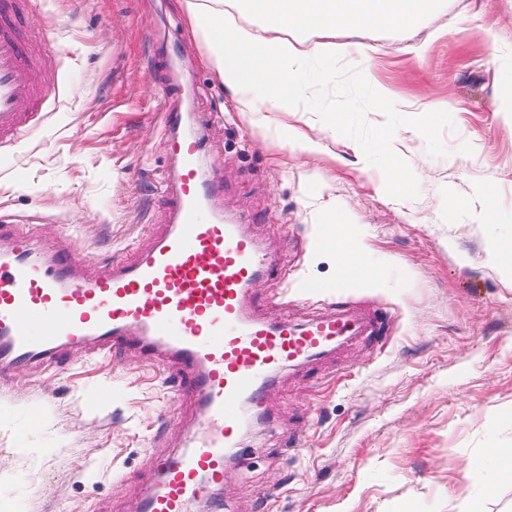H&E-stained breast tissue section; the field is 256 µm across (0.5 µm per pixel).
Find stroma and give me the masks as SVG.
I'll use <instances>...</instances> for the list:
<instances>
[{"instance_id":"obj_1","label":"stroma","mask_w":512,"mask_h":512,"mask_svg":"<svg viewBox=\"0 0 512 512\" xmlns=\"http://www.w3.org/2000/svg\"><path fill=\"white\" fill-rule=\"evenodd\" d=\"M28 26L52 30L60 92L0 157V222L34 225L36 242H65L89 270L126 255L169 221L161 113L191 112L215 210L322 287L302 300L270 270L253 286L261 315L302 324L340 296L390 319L385 342L356 337L278 372L246 434L251 459L231 467L216 508L465 512L480 497L485 512H512V478L487 493L469 468L484 449L512 448V269L493 249L512 238V85L500 70L512 0H439L407 29L291 34L350 51L312 63L301 79L314 93L266 129L204 65L182 0H36ZM170 77L180 99L164 95ZM432 110L428 139L419 121ZM285 128L317 153L292 151ZM388 128L411 183L402 199L381 189L370 149ZM488 208L496 222L478 220ZM335 219L369 268L361 279L341 282L320 248ZM191 415L133 349L0 378V512H135L148 456L179 447Z\"/></svg>"}]
</instances>
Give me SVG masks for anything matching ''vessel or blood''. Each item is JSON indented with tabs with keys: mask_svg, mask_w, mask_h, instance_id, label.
<instances>
[{
	"mask_svg": "<svg viewBox=\"0 0 512 512\" xmlns=\"http://www.w3.org/2000/svg\"><path fill=\"white\" fill-rule=\"evenodd\" d=\"M21 11V0H0V149L29 134L57 95L40 78L53 35H22ZM162 117L179 162L170 222L131 260L79 277L68 247L35 248L29 225L0 224V375L58 364L74 350L166 359L160 376L176 401L193 404L194 429L185 449L152 457L139 512H187L223 486L230 461L247 462L242 430L279 367L384 328L358 322L340 298L303 324L261 317L252 285L275 261L242 225L211 213L190 114Z\"/></svg>",
	"mask_w": 512,
	"mask_h": 512,
	"instance_id": "b4317fda",
	"label": "vessel or blood"
}]
</instances>
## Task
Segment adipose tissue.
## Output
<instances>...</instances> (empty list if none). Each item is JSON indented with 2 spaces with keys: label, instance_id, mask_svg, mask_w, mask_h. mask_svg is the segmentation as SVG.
I'll use <instances>...</instances> for the list:
<instances>
[{
  "label": "adipose tissue",
  "instance_id": "adipose-tissue-1",
  "mask_svg": "<svg viewBox=\"0 0 512 512\" xmlns=\"http://www.w3.org/2000/svg\"><path fill=\"white\" fill-rule=\"evenodd\" d=\"M244 10L268 21L274 37H259L251 26L236 22L224 0H185L191 35L204 46V62L238 95L242 111L262 124L271 112L294 111L306 88L297 73L311 59L334 56L340 46L317 42L302 47L280 37L281 29L415 25L431 0H239Z\"/></svg>",
  "mask_w": 512,
  "mask_h": 512
}]
</instances>
